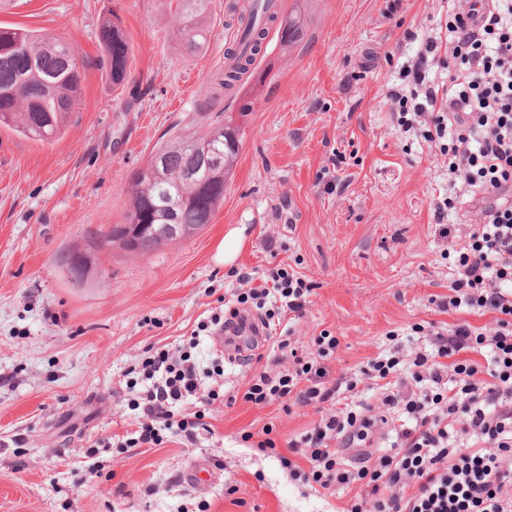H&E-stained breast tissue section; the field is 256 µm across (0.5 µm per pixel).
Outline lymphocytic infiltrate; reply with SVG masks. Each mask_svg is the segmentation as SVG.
Segmentation results:
<instances>
[{"mask_svg":"<svg viewBox=\"0 0 512 512\" xmlns=\"http://www.w3.org/2000/svg\"><path fill=\"white\" fill-rule=\"evenodd\" d=\"M448 57L438 45L420 44L407 83L391 96L400 104L424 98L417 110L403 109L398 125L425 142L446 143L448 181L459 197L475 203L478 222L454 250L450 294L440 306L494 314L492 327L457 323L433 331L409 361L397 353L372 360L366 373L370 400L343 407L289 448L307 447L306 481L331 490L360 485L350 512H512V0H448ZM447 63V89L429 75ZM235 306H273L301 316L310 286L279 268L266 287L239 275ZM223 317V318H226ZM223 318L213 317V324ZM161 350L141 363V394L134 401L137 428L117 442L121 448L159 445L170 432L195 440L208 430L206 411L220 400L191 351ZM319 363H300L275 376L260 373L247 401L325 403L357 395V381H327L323 358L339 341L317 340ZM380 403L396 422L390 445L360 456L351 466L343 448L366 440L373 426L367 412Z\"/></svg>","mask_w":512,"mask_h":512,"instance_id":"1","label":"lymphocytic infiltrate"}]
</instances>
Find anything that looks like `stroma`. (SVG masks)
<instances>
[{
    "label": "stroma",
    "mask_w": 512,
    "mask_h": 512,
    "mask_svg": "<svg viewBox=\"0 0 512 512\" xmlns=\"http://www.w3.org/2000/svg\"><path fill=\"white\" fill-rule=\"evenodd\" d=\"M224 3L210 0L208 43L192 56L174 0H17L0 12L1 24L66 37L84 58L60 138L0 131V512H347L353 491L292 472L307 462L288 442L320 420L317 408L244 398L259 371L293 366L267 359L264 342L231 359L201 337L197 359L223 367L234 397L211 406L209 433L122 454L98 445L132 430L129 373L146 351H177L221 314L236 273L285 268L311 286L304 316L280 323L308 360L318 336L338 338L333 378L396 344L414 352L416 326L490 321L439 308L448 253L476 217L460 204L435 219V202L454 193L448 156L401 131L389 95L421 40L445 41L446 0H283L282 16L305 18L300 37L285 52L270 27L238 99L214 94L233 37ZM110 15L132 52L120 86L98 43ZM231 119L240 149L210 224L148 253L93 238L124 223L131 177L171 127L200 138ZM74 251L92 260L80 281L59 263ZM267 425L274 453L257 446Z\"/></svg>",
    "instance_id": "1"
}]
</instances>
